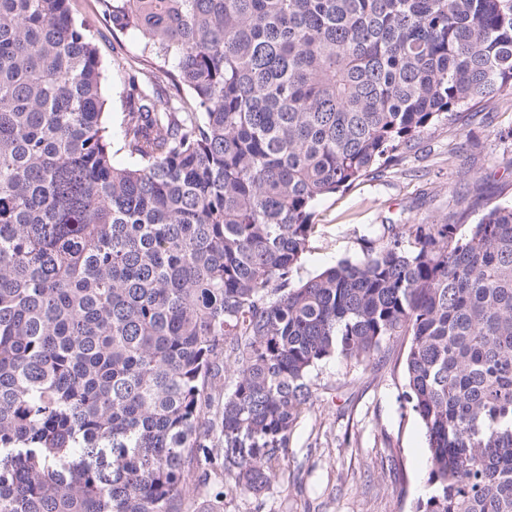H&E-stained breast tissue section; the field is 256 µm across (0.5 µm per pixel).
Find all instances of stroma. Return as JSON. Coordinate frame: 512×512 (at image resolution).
Listing matches in <instances>:
<instances>
[{
	"label": "stroma",
	"instance_id": "stroma-1",
	"mask_svg": "<svg viewBox=\"0 0 512 512\" xmlns=\"http://www.w3.org/2000/svg\"><path fill=\"white\" fill-rule=\"evenodd\" d=\"M105 64L104 96L120 134L128 71L142 62L132 34L114 30L97 0H72ZM512 97L436 121L412 140L397 164L314 207L317 237L302 276L360 256L391 224L446 222L483 201L512 205ZM407 337L384 341L370 363L334 357L311 374L315 402L274 459L276 478L254 497L228 495L220 483L194 491L185 512H415L429 495L424 430L401 397Z\"/></svg>",
	"mask_w": 512,
	"mask_h": 512
}]
</instances>
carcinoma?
Returning <instances> with one entry per match:
<instances>
[{
  "label": "carcinoma",
  "mask_w": 512,
  "mask_h": 512,
  "mask_svg": "<svg viewBox=\"0 0 512 512\" xmlns=\"http://www.w3.org/2000/svg\"><path fill=\"white\" fill-rule=\"evenodd\" d=\"M98 4L147 58L121 167L70 0H0V512H181L213 475L259 494L313 369L391 336L416 512H512V206L299 277L319 199L512 93V0Z\"/></svg>",
  "instance_id": "obj_1"
}]
</instances>
